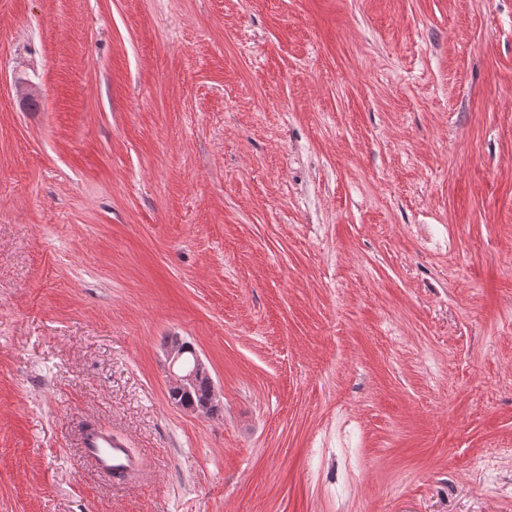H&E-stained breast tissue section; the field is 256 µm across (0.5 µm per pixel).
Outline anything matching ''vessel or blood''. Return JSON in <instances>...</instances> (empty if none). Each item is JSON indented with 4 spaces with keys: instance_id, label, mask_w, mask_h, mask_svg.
Instances as JSON below:
<instances>
[{
    "instance_id": "obj_1",
    "label": "vessel or blood",
    "mask_w": 512,
    "mask_h": 512,
    "mask_svg": "<svg viewBox=\"0 0 512 512\" xmlns=\"http://www.w3.org/2000/svg\"><path fill=\"white\" fill-rule=\"evenodd\" d=\"M80 447L84 458L115 479L128 478L141 468L140 458L128 451L126 443L97 424L91 423L83 428Z\"/></svg>"
}]
</instances>
